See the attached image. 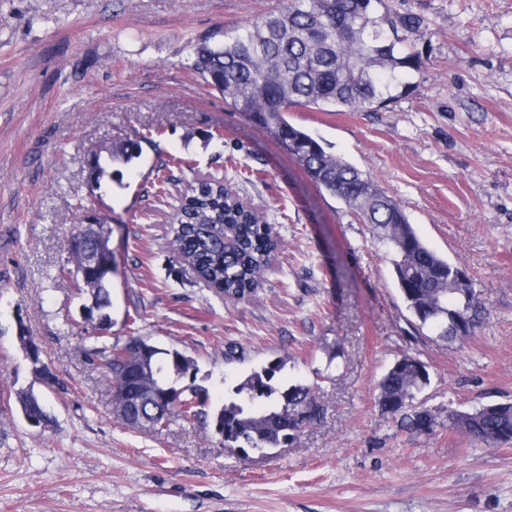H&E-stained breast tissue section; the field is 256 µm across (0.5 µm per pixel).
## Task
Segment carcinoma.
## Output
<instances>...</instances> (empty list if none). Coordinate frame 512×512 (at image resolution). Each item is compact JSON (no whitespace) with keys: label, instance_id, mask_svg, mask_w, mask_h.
Listing matches in <instances>:
<instances>
[{"label":"carcinoma","instance_id":"obj_1","mask_svg":"<svg viewBox=\"0 0 512 512\" xmlns=\"http://www.w3.org/2000/svg\"><path fill=\"white\" fill-rule=\"evenodd\" d=\"M421 17L401 13L390 0H288L279 13L250 21L228 33L217 31L192 46L191 69L224 96L236 112L250 116L302 165L314 183L343 200L373 228L390 254L392 274L417 332L435 340L462 343L472 336L487 308L474 289L456 284L460 266L438 254L409 223L405 210L362 170L325 150L311 134L288 121L294 107L326 111L373 112L395 100L393 91L409 85L420 68L419 53L408 35L419 31ZM136 141L121 139L109 158L128 163L140 156ZM169 233L178 257L215 292L246 300L258 291L280 241L273 227L240 196L230 179L197 178L181 194ZM108 238L76 225L69 238L70 271L89 297L91 314L112 305V255L101 244ZM131 334L91 349L103 360L112 387H134L136 403L115 409L132 428L155 429L174 418H196L205 430L224 433V447L247 452L289 445L294 416L308 413L301 426L320 420L316 389L275 381L281 365L252 370L233 389L224 406L199 410L201 388L178 390L170 376H185L193 361L177 349H160ZM429 382L426 366L409 356L396 360L378 383L381 409L399 418L413 434H428L437 417L417 402ZM24 415L48 420L38 396H19ZM448 428L488 447L512 444V404L495 410H448Z\"/></svg>","mask_w":512,"mask_h":512}]
</instances>
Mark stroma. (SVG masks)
I'll return each instance as SVG.
<instances>
[{
    "label": "stroma",
    "instance_id": "35a3bbf8",
    "mask_svg": "<svg viewBox=\"0 0 512 512\" xmlns=\"http://www.w3.org/2000/svg\"><path fill=\"white\" fill-rule=\"evenodd\" d=\"M286 0H0V512H512V445L448 429L449 409L512 402V0H393L425 25L420 69L375 112L296 108L289 121L370 175L422 239L460 263L488 314L448 344L408 322L381 243L269 133L190 68L191 47L280 11ZM142 133L131 164L93 151ZM192 177L235 180L282 241L251 300L196 280L154 196ZM105 214L112 326L192 357L207 409L253 368L282 359L283 383L319 388L320 422L289 446L243 457L181 421L121 426L87 301L58 281L77 204ZM42 351L36 369L18 336ZM236 342L244 361L226 363ZM430 376L441 418L411 434L378 405L402 356ZM50 416L28 426L18 395Z\"/></svg>",
    "mask_w": 512,
    "mask_h": 512
}]
</instances>
